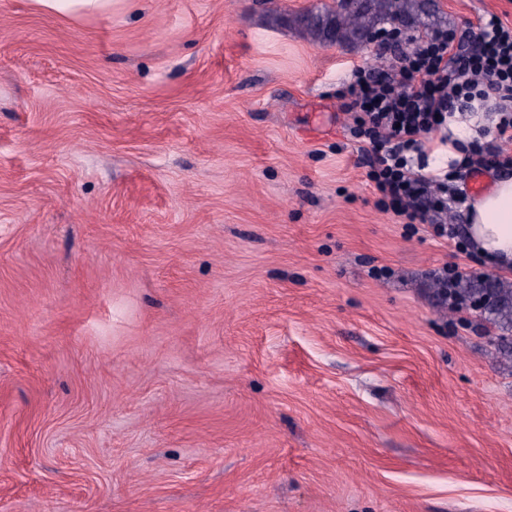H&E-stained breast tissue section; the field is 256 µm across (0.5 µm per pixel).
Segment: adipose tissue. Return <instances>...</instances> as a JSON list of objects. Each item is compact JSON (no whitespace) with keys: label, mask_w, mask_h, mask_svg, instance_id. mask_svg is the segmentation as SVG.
<instances>
[{"label":"adipose tissue","mask_w":512,"mask_h":512,"mask_svg":"<svg viewBox=\"0 0 512 512\" xmlns=\"http://www.w3.org/2000/svg\"><path fill=\"white\" fill-rule=\"evenodd\" d=\"M40 13L76 21L108 12L112 0H30ZM477 115H453L448 119V143L436 148L432 168L443 169L460 159L461 145L476 135ZM466 233L479 254L502 268L512 267V177L497 178L472 203Z\"/></svg>","instance_id":"ef3b65f1"}]
</instances>
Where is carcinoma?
<instances>
[{"label":"carcinoma","mask_w":512,"mask_h":512,"mask_svg":"<svg viewBox=\"0 0 512 512\" xmlns=\"http://www.w3.org/2000/svg\"><path fill=\"white\" fill-rule=\"evenodd\" d=\"M426 0H346V4L324 5L285 16L320 45L354 47L366 36L389 25L407 32L400 52L409 51L412 33L423 27L420 14ZM453 292L473 303L479 316L492 321L500 330L493 337L496 345L512 348V286L496 278L481 277L479 282L463 278Z\"/></svg>","instance_id":"obj_1"}]
</instances>
